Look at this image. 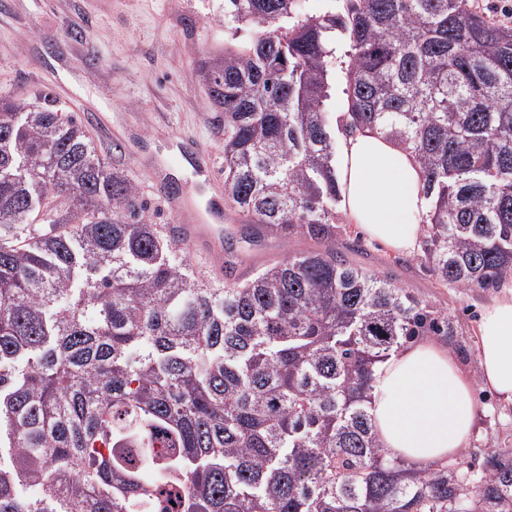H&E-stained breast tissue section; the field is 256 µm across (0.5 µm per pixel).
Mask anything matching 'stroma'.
<instances>
[{
    "instance_id": "35a3bbf8",
    "label": "stroma",
    "mask_w": 512,
    "mask_h": 512,
    "mask_svg": "<svg viewBox=\"0 0 512 512\" xmlns=\"http://www.w3.org/2000/svg\"><path fill=\"white\" fill-rule=\"evenodd\" d=\"M87 40L74 39V32ZM234 37L224 24V0H0V95L50 102L73 114L111 163L128 170L148 205L149 223L177 227L165 204L169 188L189 200L199 190L193 171L175 161L176 144L214 162L206 193L224 195V115L208 98L200 60ZM333 117L347 109L344 93L351 51L344 35L331 42ZM338 243L350 262L385 276L440 311L454 333L440 342L474 378L478 400L466 448L479 472L488 453H512V403L479 385L478 325L481 309L512 293V279L497 288H453L438 281L421 249L399 253L373 240L340 214ZM305 239L262 237L238 261L239 278L262 266L313 248Z\"/></svg>"
}]
</instances>
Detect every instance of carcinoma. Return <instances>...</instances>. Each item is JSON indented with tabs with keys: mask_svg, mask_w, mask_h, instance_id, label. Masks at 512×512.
Instances as JSON below:
<instances>
[{
	"mask_svg": "<svg viewBox=\"0 0 512 512\" xmlns=\"http://www.w3.org/2000/svg\"><path fill=\"white\" fill-rule=\"evenodd\" d=\"M249 38L202 60L224 112V281L143 219L128 171L76 118L0 96V512H512V457L421 467L385 448L376 365L453 335L338 245L330 37L350 42L345 134L425 174L440 281L512 279V27L468 0H224ZM319 248L242 282L248 225ZM162 446L161 454L155 448ZM297 15L300 18L320 16L336 7L340 9L343 1L338 0H297Z\"/></svg>",
	"mask_w": 512,
	"mask_h": 512,
	"instance_id": "1",
	"label": "carcinoma"
}]
</instances>
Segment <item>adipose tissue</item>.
<instances>
[{
	"mask_svg": "<svg viewBox=\"0 0 512 512\" xmlns=\"http://www.w3.org/2000/svg\"><path fill=\"white\" fill-rule=\"evenodd\" d=\"M336 171L349 219L395 251L412 250L428 214L425 175L414 156L367 129L342 139ZM478 349L484 385L512 402V294L485 308ZM367 407L384 446L424 465L467 444L477 402L448 351L421 339L378 364Z\"/></svg>",
	"mask_w": 512,
	"mask_h": 512,
	"instance_id": "ef3b65f1",
	"label": "adipose tissue"
}]
</instances>
